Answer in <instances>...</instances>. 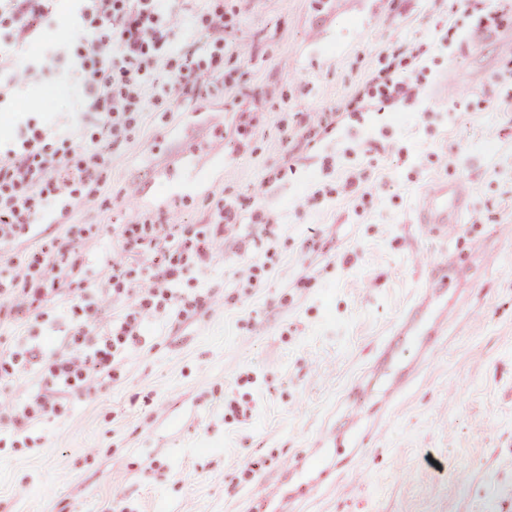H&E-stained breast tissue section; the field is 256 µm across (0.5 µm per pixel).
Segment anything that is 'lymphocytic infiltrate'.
<instances>
[{
  "instance_id": "obj_1",
  "label": "lymphocytic infiltrate",
  "mask_w": 512,
  "mask_h": 512,
  "mask_svg": "<svg viewBox=\"0 0 512 512\" xmlns=\"http://www.w3.org/2000/svg\"><path fill=\"white\" fill-rule=\"evenodd\" d=\"M179 11L180 0H78V14L93 15L103 27L102 35L86 42L91 67L85 82L90 95L83 112L97 125L101 143L119 138L134 114L143 110L145 87L189 100L209 94L214 73L201 67L200 60L213 44L223 41L224 18L213 16L201 33L175 25ZM0 16L13 26L11 40L0 47V78L15 83L45 77V64L25 59L24 52L50 20L51 0H0ZM171 55L178 57L177 67L165 64ZM54 135L61 144L57 150L37 138L18 146L0 143L1 240L46 219L72 186L99 180L104 154L83 146L74 127L55 129ZM236 221V211L225 210L222 225L214 226L212 237L205 239L187 234L177 224H125L120 230L122 250L127 257L149 260L151 277L171 283L203 265L216 236ZM72 267L67 242L51 241L24 264L0 265V280L18 283L17 304L29 309L67 286ZM155 297L152 290L139 295L137 311L126 314L113 329L111 342L102 345L89 342L98 326L94 314H87L70 338V354L52 363L53 385L86 388L102 379L116 349L139 335L138 315L154 308Z\"/></svg>"
}]
</instances>
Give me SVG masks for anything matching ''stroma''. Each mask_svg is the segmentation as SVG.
Listing matches in <instances>:
<instances>
[{
	"mask_svg": "<svg viewBox=\"0 0 512 512\" xmlns=\"http://www.w3.org/2000/svg\"><path fill=\"white\" fill-rule=\"evenodd\" d=\"M53 12L26 47L55 49L49 73L0 101L2 140L44 137L80 109L85 49L70 28L99 24L75 20L71 0ZM216 13L233 45L212 49L211 98L147 96L100 183L0 245L20 260L81 230L74 292L33 312L0 293V352L46 357L0 390V512H257L280 462L344 428L357 402L365 452L295 512H512V5L184 0L180 21L202 31ZM448 76L459 93L431 98ZM172 167L181 183L155 196ZM437 179L472 191L451 241L416 226ZM227 205L237 224L102 386L52 392L48 362L81 321L75 291L111 287L120 225L161 218L201 237ZM420 253L455 256L456 309L383 412L381 391L356 385L426 285ZM46 393L53 411L17 434L12 414Z\"/></svg>",
	"mask_w": 512,
	"mask_h": 512,
	"instance_id": "obj_1",
	"label": "stroma"
}]
</instances>
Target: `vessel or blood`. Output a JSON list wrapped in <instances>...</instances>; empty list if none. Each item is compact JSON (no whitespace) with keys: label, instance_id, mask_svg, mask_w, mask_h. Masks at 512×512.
I'll return each instance as SVG.
<instances>
[{"label":"vessel or blood","instance_id":"b4317fda","mask_svg":"<svg viewBox=\"0 0 512 512\" xmlns=\"http://www.w3.org/2000/svg\"><path fill=\"white\" fill-rule=\"evenodd\" d=\"M471 191L462 181L436 182L426 187L417 221L423 233L446 238L461 230L460 220L469 210ZM440 281L430 283L399 318L391 336L385 340L372 367L374 378L382 379L385 399H393L426 363L435 341L443 332L448 316L445 300L448 296V272L454 271L455 259L448 256L437 264ZM414 347V357H406L407 347ZM362 435L350 426L336 439H323L320 447L299 458L284 461L281 472L283 487L269 492L270 512H288L293 495L317 489L325 474L336 468V443H345L350 456L362 453Z\"/></svg>","mask_w":512,"mask_h":512}]
</instances>
